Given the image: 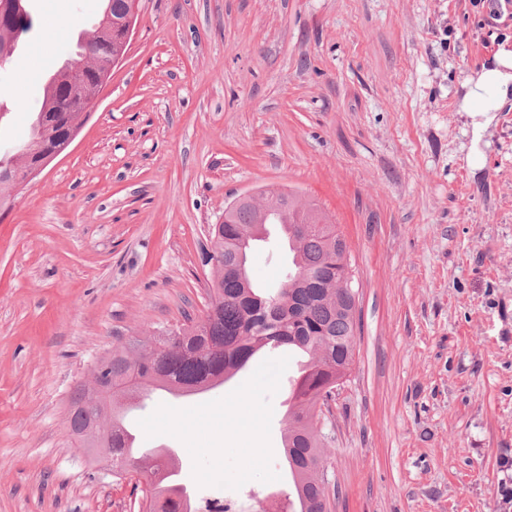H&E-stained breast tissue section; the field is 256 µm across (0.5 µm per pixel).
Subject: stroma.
I'll return each mask as SVG.
<instances>
[{"mask_svg": "<svg viewBox=\"0 0 512 512\" xmlns=\"http://www.w3.org/2000/svg\"><path fill=\"white\" fill-rule=\"evenodd\" d=\"M103 0H29L0 70V143L26 140L49 74ZM469 0H137L123 60L74 142L0 209V512H130L80 451L70 400L118 336L205 305L209 225L283 187L339 224L359 290L355 363L332 404L335 512H504L512 459V95L475 128L466 77L512 50ZM276 292L288 249L248 256ZM288 366L126 419L196 498L275 512ZM251 421L244 434L241 421Z\"/></svg>", "mask_w": 512, "mask_h": 512, "instance_id": "stroma-1", "label": "stroma"}]
</instances>
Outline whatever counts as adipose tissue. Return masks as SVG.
I'll return each instance as SVG.
<instances>
[{"label": "adipose tissue", "mask_w": 512, "mask_h": 512, "mask_svg": "<svg viewBox=\"0 0 512 512\" xmlns=\"http://www.w3.org/2000/svg\"><path fill=\"white\" fill-rule=\"evenodd\" d=\"M512 92V54L503 55L495 67L483 70L463 99L462 109L474 126H482L488 112L498 108Z\"/></svg>", "instance_id": "adipose-tissue-1"}]
</instances>
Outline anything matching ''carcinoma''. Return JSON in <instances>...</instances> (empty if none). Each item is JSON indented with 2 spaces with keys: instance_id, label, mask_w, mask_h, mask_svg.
I'll return each mask as SVG.
<instances>
[{
  "instance_id": "1",
  "label": "carcinoma",
  "mask_w": 512,
  "mask_h": 512,
  "mask_svg": "<svg viewBox=\"0 0 512 512\" xmlns=\"http://www.w3.org/2000/svg\"><path fill=\"white\" fill-rule=\"evenodd\" d=\"M131 7L130 0H105L97 22L94 37H111L114 55L126 45ZM31 27L24 11L0 29V61L12 59ZM77 61V68L63 66L48 78L21 162H0V207L8 203L19 173L39 161L44 148L83 124L87 113L81 99L95 95L102 61L93 54L80 55ZM269 224L280 226L292 255L287 285L273 296L238 275L236 266L247 258L224 250L226 243L260 238ZM208 234L217 251L205 316L150 336L118 339L106 377L112 379L113 390L134 401L163 388L199 391L225 384L263 350L308 356V374L288 402L284 448L290 482L285 512H332L323 407L344 383L356 350L358 290L348 284L352 269L346 239L317 204L279 189L234 199L224 207L222 221L208 227ZM82 399L81 390L72 397L69 422L75 431L90 434L98 414L83 409ZM123 409L122 404L112 408V473L120 481L131 469L140 475L130 507L138 512H183L172 498L176 488L161 466L150 462L159 457L158 451L136 457L124 446Z\"/></svg>"
}]
</instances>
